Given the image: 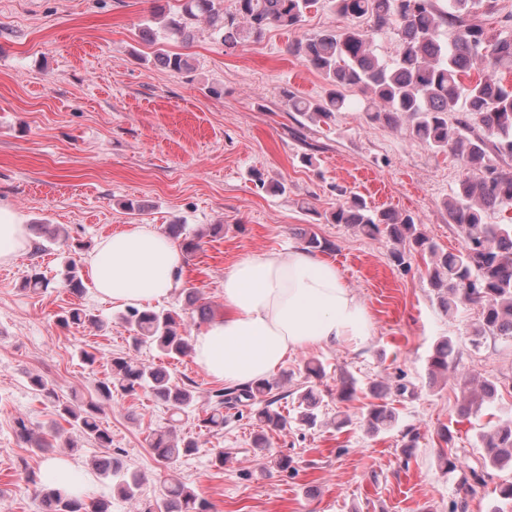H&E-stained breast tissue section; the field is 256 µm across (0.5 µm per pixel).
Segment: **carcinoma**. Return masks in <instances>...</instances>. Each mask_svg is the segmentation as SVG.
<instances>
[{
  "mask_svg": "<svg viewBox=\"0 0 512 512\" xmlns=\"http://www.w3.org/2000/svg\"><path fill=\"white\" fill-rule=\"evenodd\" d=\"M476 0H328L336 14L348 25L305 34L289 46V52L301 59L324 79L326 95L316 101L284 96L291 109L311 121L332 117L346 104L345 92L363 96L362 112L374 123L396 125L405 119L408 130L420 145L435 154L451 153L466 170L457 187L444 202L448 216L462 237L461 248L443 251L420 231L410 215L379 210L365 199L352 196L336 207L331 220L336 224H354L368 236L382 232L401 246L429 254L431 268L428 283L439 306L450 313L460 306L477 305L481 314L470 336L474 346L487 337L512 338V224H491L490 215L512 210V174L490 163L488 150L512 157V84L503 82L499 73L512 70V35H491L482 25L469 20ZM317 0H235L232 13L214 8V0H183L172 15L155 11L143 24L142 32H152L151 24L162 20L165 33L187 42L193 36L192 21L205 18L232 48L257 43L273 28L297 30L307 9ZM453 29V39L442 38L441 29ZM384 28L396 31L399 50L386 60L376 53L373 33ZM156 58L165 68L179 72L189 67V58L166 49ZM481 68L478 80L465 83L471 71ZM191 313L205 322L211 307L192 293H186ZM124 321L137 344H150L166 357L177 359L192 353V337L176 312L160 313L130 308ZM64 328L85 324L97 326V316L80 307H72L58 317ZM455 363V345L451 338L439 341L429 359L431 374L445 373ZM38 394L53 401L60 415L72 426L105 449L94 461L104 476H116L124 468L123 452L112 447V433L102 419L111 408L112 391L135 394L149 391L164 402L171 416L181 417L194 403L188 383H179L168 370L137 364L127 358L110 360L109 375L96 382V397L87 403L60 400L55 388L43 377L30 378ZM277 381L261 380L242 387H222L210 396V412L202 419L209 428L224 427V409L248 407L258 418L275 429H283L288 419L271 406L284 399L275 393ZM498 395L497 383L481 382L460 408L465 415L478 414L491 406ZM320 397L306 385L297 396L298 420L312 426ZM361 420L372 434L394 426L397 416L386 401L371 403ZM15 432L24 442L38 449L73 448L69 440H49L19 417ZM151 448L162 461L172 464L182 456L197 452L193 439L172 440L171 431L153 434ZM482 465L470 468L476 484L485 481L487 468L512 470V416L501 418L492 430L480 435ZM438 458L450 474L460 467L455 449L441 448ZM37 512H110L108 502L91 498L75 484L67 487L43 485L37 491ZM138 512H211L210 504L182 481L170 477L163 482L162 497L138 504Z\"/></svg>",
  "mask_w": 512,
  "mask_h": 512,
  "instance_id": "carcinoma-1",
  "label": "carcinoma"
}]
</instances>
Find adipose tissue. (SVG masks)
Returning <instances> with one entry per match:
<instances>
[{
	"label": "adipose tissue",
	"instance_id": "1",
	"mask_svg": "<svg viewBox=\"0 0 512 512\" xmlns=\"http://www.w3.org/2000/svg\"><path fill=\"white\" fill-rule=\"evenodd\" d=\"M27 224L0 205V265L30 246ZM98 294L123 307L170 299L184 268L180 249L152 225L104 238L85 260ZM372 334L365 306L335 267L305 249L249 255L224 273V315L193 335L195 363L228 386L268 378L290 353L361 345Z\"/></svg>",
	"mask_w": 512,
	"mask_h": 512
}]
</instances>
